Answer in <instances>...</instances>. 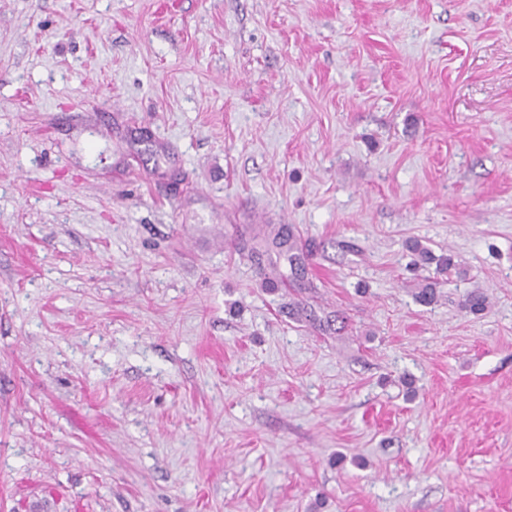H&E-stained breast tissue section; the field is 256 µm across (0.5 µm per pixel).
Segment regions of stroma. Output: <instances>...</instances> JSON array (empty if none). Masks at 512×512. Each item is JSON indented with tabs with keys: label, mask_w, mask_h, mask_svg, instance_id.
<instances>
[{
	"label": "stroma",
	"mask_w": 512,
	"mask_h": 512,
	"mask_svg": "<svg viewBox=\"0 0 512 512\" xmlns=\"http://www.w3.org/2000/svg\"><path fill=\"white\" fill-rule=\"evenodd\" d=\"M0 512H512V0H0Z\"/></svg>",
	"instance_id": "35a3bbf8"
}]
</instances>
